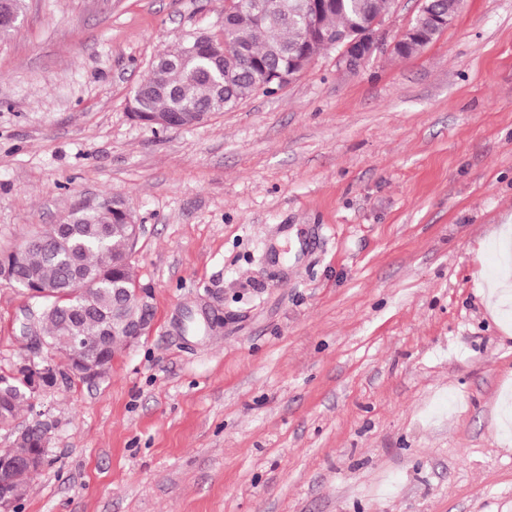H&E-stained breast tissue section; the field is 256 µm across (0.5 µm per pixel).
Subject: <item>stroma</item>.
<instances>
[{
  "mask_svg": "<svg viewBox=\"0 0 512 512\" xmlns=\"http://www.w3.org/2000/svg\"><path fill=\"white\" fill-rule=\"evenodd\" d=\"M224 0H28L0 43V250L121 198L155 327L38 400L15 512H512V0L203 123L126 110ZM0 281V376L29 348ZM512 273L510 268L499 279L488 284L487 302L491 306H498L506 297H511Z\"/></svg>",
  "mask_w": 512,
  "mask_h": 512,
  "instance_id": "35a3bbf8",
  "label": "stroma"
}]
</instances>
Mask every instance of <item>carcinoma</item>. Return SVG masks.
<instances>
[{
  "label": "carcinoma",
  "instance_id": "obj_1",
  "mask_svg": "<svg viewBox=\"0 0 512 512\" xmlns=\"http://www.w3.org/2000/svg\"><path fill=\"white\" fill-rule=\"evenodd\" d=\"M27 0H0V40L13 31L11 18L24 15ZM224 30V51L237 64L220 72L200 52L186 53L166 70L151 63L148 76L134 90H144L162 80L171 94L145 99L133 120L152 129L164 125L182 128L202 123L216 112L231 111L255 93L276 87L271 77L288 69L291 58L307 45L303 16L273 11L261 16L254 0H233ZM393 0H329L318 19L322 32H348L357 24L390 14ZM137 241L123 205L109 204L104 197L94 206L72 209L62 224H51L26 237L19 257L0 252V280L21 288L48 289L50 294L30 297L37 314L39 334L53 352L67 353L70 340H84L86 357L113 360L122 348L119 335L111 337L107 353L97 349V340L124 313L139 316L133 306L140 287L132 265ZM27 367L18 363L11 379L0 377V429H8L24 410H31L29 393L21 377ZM49 427L36 423L13 441L16 455L37 448Z\"/></svg>",
  "mask_w": 512,
  "mask_h": 512
}]
</instances>
